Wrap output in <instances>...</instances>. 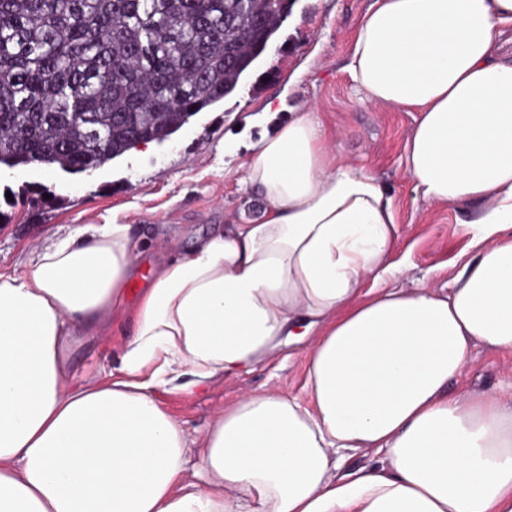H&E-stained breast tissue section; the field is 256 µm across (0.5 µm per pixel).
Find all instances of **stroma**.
<instances>
[{"label":"stroma","mask_w":512,"mask_h":512,"mask_svg":"<svg viewBox=\"0 0 512 512\" xmlns=\"http://www.w3.org/2000/svg\"><path fill=\"white\" fill-rule=\"evenodd\" d=\"M370 2L291 0L287 18L236 90L164 142L132 149L91 172L0 163V271L25 270L42 242L77 224L115 220L132 225L145 248L184 251L239 213L256 212L260 199L238 184L247 152H228L226 144L244 131L260 134L258 114L296 74L300 81L292 103L324 112L339 135L341 154L376 173L388 189L400 221L395 255L409 262L393 287L411 290L429 280L447 282L458 256L468 249L463 225L468 207L416 198L402 163L411 113L358 101L346 72L357 22ZM117 357L113 344L82 342L70 354L73 382L108 378ZM305 372V354L297 351L191 395L159 392L188 436L187 471H196L202 436L225 406L260 389L303 396ZM506 383H512V354L478 346L453 389L468 394Z\"/></svg>","instance_id":"1"}]
</instances>
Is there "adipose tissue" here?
Segmentation results:
<instances>
[{
  "label": "adipose tissue",
  "instance_id": "adipose-tissue-1",
  "mask_svg": "<svg viewBox=\"0 0 512 512\" xmlns=\"http://www.w3.org/2000/svg\"><path fill=\"white\" fill-rule=\"evenodd\" d=\"M510 33L512 0H372L350 48L360 101L416 115L414 194L472 206L445 284L390 287L392 199L313 109L247 143L255 217L150 261L131 225L80 224L0 272V512H512V385L450 389L475 345L512 354ZM122 328L116 375L72 383L74 336ZM291 350L306 400L240 394L186 480L158 391Z\"/></svg>",
  "mask_w": 512,
  "mask_h": 512
}]
</instances>
